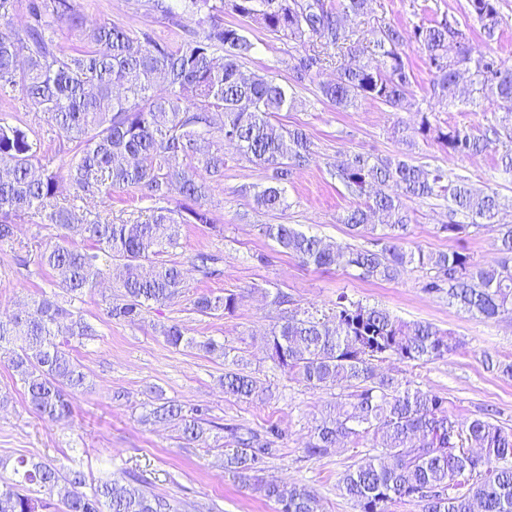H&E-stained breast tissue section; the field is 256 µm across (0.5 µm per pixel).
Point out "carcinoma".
I'll list each match as a JSON object with an SVG mask.
<instances>
[{
    "label": "carcinoma",
    "mask_w": 512,
    "mask_h": 512,
    "mask_svg": "<svg viewBox=\"0 0 512 512\" xmlns=\"http://www.w3.org/2000/svg\"><path fill=\"white\" fill-rule=\"evenodd\" d=\"M183 10L199 16L198 29L175 45H162L147 33L137 37L124 27L92 21L72 0H28L29 21L14 27L15 0H0V96L22 92L47 115L58 136L74 145L64 171L41 163L40 140L25 126L0 117V242L14 235L17 220L29 213L65 230L67 238L91 242L88 249L55 244L43 249L41 265L50 269L69 296H43L24 315L0 317V353L20 377L31 407L55 422L71 415V395L84 388L86 376L57 337L87 339L96 335L83 315L69 308L71 299L92 291L119 271L121 293L107 303V314L134 322L150 304H165L184 290L185 274L175 263L156 259L175 247L186 224L213 227L207 180L224 175V142L234 143L250 162L271 171L268 184L253 192L257 211L284 205L283 185L306 165L312 142L301 128L271 122L294 104L288 86L267 74L241 71L253 50L244 30L224 24L226 13L248 18L274 34L302 45L317 39L350 62L336 78L321 85L322 95L338 109L357 99L393 109L413 106V75L402 47L416 44L431 75V92L446 99L460 91L469 74L471 91L507 104L498 126L483 132L448 126L434 128L423 115L413 128L395 130L411 149L417 137L434 135L450 156L481 153L505 136L512 140V70L503 69L489 51H477L465 35L434 20L412 32L386 24L372 31L373 49L341 23V16L365 13L368 0H181ZM496 0H469L471 13L487 39L495 37L501 18ZM66 29L79 45L64 52L57 40ZM458 39L448 55V39ZM222 55H217V52ZM321 54L304 53L288 62L293 81L313 80ZM216 139L214 151L198 156V142ZM347 188L368 202L344 218L356 233L375 230L381 216L384 233L374 248L357 249L307 236L289 224H265L263 232L282 250L317 269L354 268L364 278L393 281L410 268L426 270L423 291L445 294L472 315L494 319L512 315V225H498L500 260L485 266L459 250L424 253L401 246L410 216L401 197H450L448 223L440 231L456 237L469 226L492 224L501 208L497 192L476 195L465 179L448 180L441 167L415 165L401 154L377 162L352 154L334 172ZM67 180L74 197L112 196L133 189L159 203L146 219L133 223L89 220L73 205L57 199ZM180 196L173 207L172 194ZM463 214L470 224L456 221ZM196 267L206 278L220 275L218 258L199 253ZM237 294H202L193 300L205 316L232 315ZM174 346L217 350L211 340L184 337L177 323L161 327ZM453 333L426 322H408L387 310L337 299L332 312L317 317L284 314L265 336L271 358L289 375L312 389H338L335 400L303 448L321 459L350 444L372 440L371 455L350 467L342 478L345 495L358 512H388L398 501L414 502L420 512H512V432L486 412L461 419L436 393L411 388L383 372L389 359L427 362L456 351ZM224 389L250 399L263 392L259 381L242 372L224 374ZM149 417L174 421L182 439L203 440L205 411L165 401ZM237 447L227 449L225 470L245 486L256 487L277 505V512H319L307 487L284 485L261 476L266 460L279 449L255 432L226 428ZM18 480L0 484V512H178L174 500L136 486L99 481L87 492L85 473L50 462L20 458Z\"/></svg>",
    "instance_id": "obj_1"
}]
</instances>
